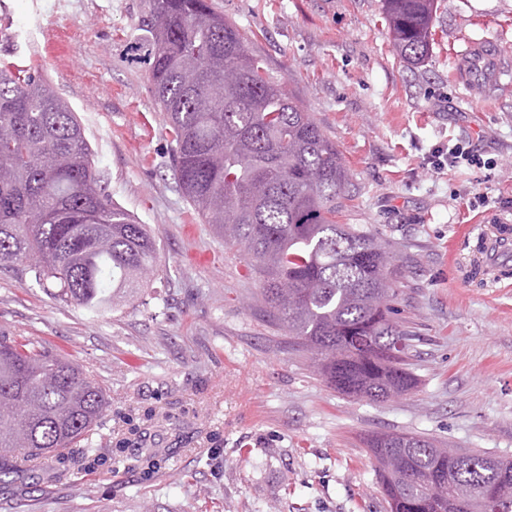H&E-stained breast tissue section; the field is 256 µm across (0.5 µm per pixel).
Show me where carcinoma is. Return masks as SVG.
I'll return each mask as SVG.
<instances>
[{
	"label": "carcinoma",
	"mask_w": 512,
	"mask_h": 512,
	"mask_svg": "<svg viewBox=\"0 0 512 512\" xmlns=\"http://www.w3.org/2000/svg\"><path fill=\"white\" fill-rule=\"evenodd\" d=\"M394 51L429 55L435 0H382ZM130 46L165 112L182 195L247 256L257 306L349 397L384 402L416 385V340L392 319L395 257L339 224L348 170L336 143L211 0H146ZM0 269L94 314L133 303L157 271L155 236L112 204L77 116L29 70L0 68ZM108 409L76 362L0 334V486L19 464L89 441ZM389 512H512V460L412 433L361 439Z\"/></svg>",
	"instance_id": "cac0c4a2"
}]
</instances>
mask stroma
I'll return each mask as SVG.
<instances>
[{"label": "stroma", "instance_id": "obj_1", "mask_svg": "<svg viewBox=\"0 0 512 512\" xmlns=\"http://www.w3.org/2000/svg\"><path fill=\"white\" fill-rule=\"evenodd\" d=\"M436 2L414 67L393 51L382 0H212L336 142L349 169L339 223L395 249L417 383L373 402L289 348L254 302L250 260L182 196L147 68L127 55L145 0H10L0 65L38 53L113 202L154 230L161 273L134 304L94 314L0 271V334L83 365L110 403L98 462L77 445L66 464L17 470L0 512H387L360 442L376 431L512 459V265L501 281L474 264L488 222L512 223V85L487 100L453 79L465 39L512 56V0ZM459 140L489 166L427 169ZM477 193L486 203L470 208ZM120 453L157 464L112 470Z\"/></svg>", "mask_w": 512, "mask_h": 512}]
</instances>
